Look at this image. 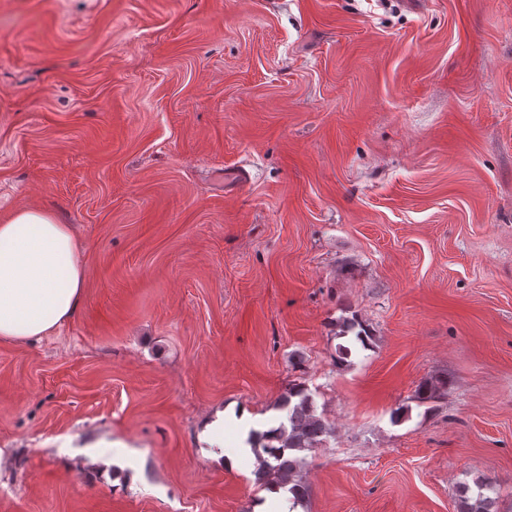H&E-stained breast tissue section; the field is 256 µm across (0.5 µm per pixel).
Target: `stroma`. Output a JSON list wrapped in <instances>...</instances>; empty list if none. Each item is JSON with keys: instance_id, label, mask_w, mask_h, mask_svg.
Listing matches in <instances>:
<instances>
[{"instance_id": "35a3bbf8", "label": "stroma", "mask_w": 512, "mask_h": 512, "mask_svg": "<svg viewBox=\"0 0 512 512\" xmlns=\"http://www.w3.org/2000/svg\"><path fill=\"white\" fill-rule=\"evenodd\" d=\"M19 208L85 283L0 340V512H253L257 455L200 433L292 383L331 428L300 512H457L479 478L512 512V0H0ZM356 327H359L360 329L354 334V336L349 337L348 345H341L339 347V353L342 355L341 358L346 359L348 356H350L352 353V348L356 349L359 344L363 349L369 347L368 341L371 339L369 331L364 328V326L354 317L351 320H346V322L343 323V335L345 336V333H349L350 331L355 330ZM230 423L236 426L242 433L246 435L252 428L257 426V421L250 411L241 407L237 409L232 406L223 412H218L216 418L207 423L201 432V440L209 445V448H218V452L210 451L211 458L215 461L228 466H236L239 461L240 454L247 453L251 448L246 444L245 439L240 448H235L234 453L226 454L224 461V426Z\"/></svg>"}]
</instances>
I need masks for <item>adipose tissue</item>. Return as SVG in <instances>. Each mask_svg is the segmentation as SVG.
<instances>
[{
  "label": "adipose tissue",
  "mask_w": 512,
  "mask_h": 512,
  "mask_svg": "<svg viewBox=\"0 0 512 512\" xmlns=\"http://www.w3.org/2000/svg\"><path fill=\"white\" fill-rule=\"evenodd\" d=\"M79 250L70 226L49 212L22 208L0 222V339L37 340L72 319L85 280ZM228 424L245 434L257 421L233 406L205 425L201 439L214 448V460L233 467L238 453L222 452Z\"/></svg>",
  "instance_id": "1"
}]
</instances>
